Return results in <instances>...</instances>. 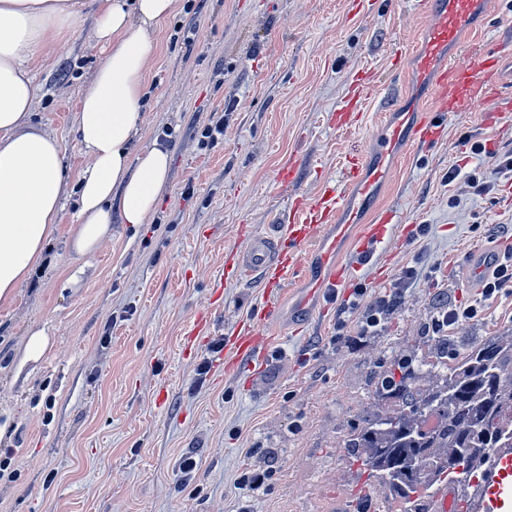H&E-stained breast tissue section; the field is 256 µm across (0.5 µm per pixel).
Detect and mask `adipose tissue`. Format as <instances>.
<instances>
[{
  "instance_id": "ef3b65f1",
  "label": "adipose tissue",
  "mask_w": 512,
  "mask_h": 512,
  "mask_svg": "<svg viewBox=\"0 0 512 512\" xmlns=\"http://www.w3.org/2000/svg\"><path fill=\"white\" fill-rule=\"evenodd\" d=\"M176 0H100L86 39L102 62L83 87L75 135L87 162L67 171L56 136L36 129L34 77L65 42L77 0H0V304L38 274L76 194L68 246L73 260L101 252L113 219L138 225L155 212L171 169L168 149L132 154L140 130L144 73L151 33L173 13Z\"/></svg>"
}]
</instances>
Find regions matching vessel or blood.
<instances>
[{"label":"vessel or blood","mask_w":512,"mask_h":512,"mask_svg":"<svg viewBox=\"0 0 512 512\" xmlns=\"http://www.w3.org/2000/svg\"><path fill=\"white\" fill-rule=\"evenodd\" d=\"M491 0H421L425 16L423 37L410 52L402 69L416 87L396 111L384 113L377 135L366 153L346 159L347 177L342 190L324 189L317 199L296 196L286 222L276 232L245 230L244 247L233 249L226 270L234 276L260 274L269 291L281 293L297 285L293 313L308 315L324 310L338 288L348 280L347 251H354L358 265L368 267L374 280L383 275L374 259L383 227L393 215L381 206V197L391 181L396 158L409 147L428 148L438 143L449 113L473 110L476 103L493 101L484 119L512 112V70L504 65L512 56V42L476 52L470 66L456 63L465 34L480 31L486 24ZM368 95L367 79H359L346 104L337 111L339 127L353 125ZM497 262L495 254L470 252L465 260L471 284H482ZM271 307L259 316L240 322L230 340V350L256 358L268 347L264 328ZM210 317L196 316L185 339L186 353L206 341ZM501 463L483 490L475 496V512H512V451L498 454Z\"/></svg>","instance_id":"b4317fda"}]
</instances>
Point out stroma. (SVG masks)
<instances>
[{
    "label": "stroma",
    "instance_id": "35a3bbf8",
    "mask_svg": "<svg viewBox=\"0 0 512 512\" xmlns=\"http://www.w3.org/2000/svg\"><path fill=\"white\" fill-rule=\"evenodd\" d=\"M81 2L72 36L37 73L34 119L74 171L86 162L76 104L100 59L86 42L98 0ZM421 23L411 0H178L152 34L133 146L172 154L155 215L134 229L113 222L109 245L77 263L66 207L53 264L0 305V420L13 450L0 471V512H352L367 485L346 442L371 408L372 374L395 352L422 347L439 310L477 298L463 267L471 250L512 246L503 195L512 174L493 161L512 150V120L489 126L479 113L452 112L433 150L406 151L383 195L398 217L378 250L384 281L355 270L325 314L266 327L261 361L225 355L231 372H208L200 386L197 367L214 354L205 345L187 355L182 344L199 313L209 314L215 340L261 312V277L225 276V253L240 245L242 227L279 224L294 196L342 186L346 157L366 147L407 88L396 61ZM361 77L370 81L361 119L334 126ZM216 114L224 135L210 142L202 131ZM469 141L483 153H468ZM288 163L295 178L285 183ZM473 173L492 190L474 193ZM394 291L398 308L360 335L363 316ZM36 329L51 346L23 362ZM511 329L507 292L452 330L449 344L462 350ZM189 453L199 462L190 492L178 470ZM267 463L266 489L238 485L243 470Z\"/></svg>",
    "mask_w": 512,
    "mask_h": 512
}]
</instances>
